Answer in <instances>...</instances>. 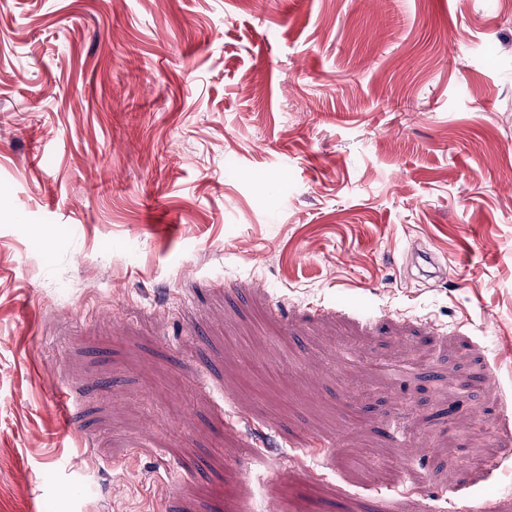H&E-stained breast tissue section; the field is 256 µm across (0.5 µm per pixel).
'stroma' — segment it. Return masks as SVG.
Masks as SVG:
<instances>
[{
	"label": "stroma",
	"instance_id": "obj_1",
	"mask_svg": "<svg viewBox=\"0 0 512 512\" xmlns=\"http://www.w3.org/2000/svg\"><path fill=\"white\" fill-rule=\"evenodd\" d=\"M257 494L512 512V0H0V512Z\"/></svg>",
	"mask_w": 512,
	"mask_h": 512
}]
</instances>
